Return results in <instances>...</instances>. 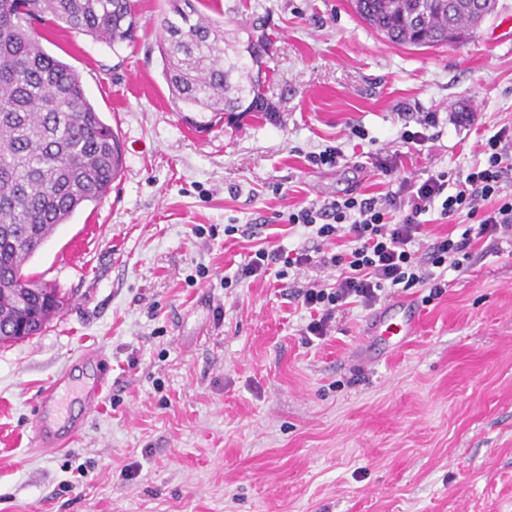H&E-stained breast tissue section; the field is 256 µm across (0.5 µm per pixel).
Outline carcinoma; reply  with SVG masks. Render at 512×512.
I'll list each match as a JSON object with an SVG mask.
<instances>
[{
    "label": "carcinoma",
    "instance_id": "carcinoma-1",
    "mask_svg": "<svg viewBox=\"0 0 512 512\" xmlns=\"http://www.w3.org/2000/svg\"><path fill=\"white\" fill-rule=\"evenodd\" d=\"M159 44L175 103L210 120L268 111L254 66L271 40L224 39V22L193 0H167ZM388 41L412 47L463 42L496 0H352ZM52 20L113 46L134 41L133 0H0V344L39 334L64 306L60 290L24 273L26 262L87 203L101 201L122 168L120 141L87 98L80 74L31 31Z\"/></svg>",
    "mask_w": 512,
    "mask_h": 512
}]
</instances>
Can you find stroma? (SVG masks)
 I'll return each instance as SVG.
<instances>
[{
  "instance_id": "stroma-1",
  "label": "stroma",
  "mask_w": 512,
  "mask_h": 512,
  "mask_svg": "<svg viewBox=\"0 0 512 512\" xmlns=\"http://www.w3.org/2000/svg\"><path fill=\"white\" fill-rule=\"evenodd\" d=\"M135 2L130 44L34 26L81 74L123 168L24 266L67 303L0 346V512H512L511 246L479 242L436 299L392 290L386 304L420 316L401 344L356 305L307 341L304 276L224 283L256 245L319 246L279 214L475 163L512 126V0L472 40L419 49L349 0H204L226 40L271 39L273 110L201 132L163 76L164 0ZM330 146L336 166L309 162ZM97 352L100 407L67 447H39L42 390Z\"/></svg>"
}]
</instances>
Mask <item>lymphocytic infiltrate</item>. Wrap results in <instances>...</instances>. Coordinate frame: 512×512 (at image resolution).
<instances>
[{
    "instance_id": "obj_1",
    "label": "lymphocytic infiltrate",
    "mask_w": 512,
    "mask_h": 512,
    "mask_svg": "<svg viewBox=\"0 0 512 512\" xmlns=\"http://www.w3.org/2000/svg\"><path fill=\"white\" fill-rule=\"evenodd\" d=\"M482 163L456 177L438 170L426 179L404 178L399 191L369 198L349 196L311 203L289 212L288 224L310 229L324 243L346 239L344 250L309 251L259 248L241 268V278L289 272H337L334 283L310 280L297 293L310 320L304 331L327 336L338 312L357 304L375 306L395 288L429 286L440 295L445 272L469 266L473 247L492 238L512 245V191L504 184L512 170V131L500 129L480 144ZM441 219L466 216L468 227L460 239L446 236L424 245L429 212Z\"/></svg>"
}]
</instances>
